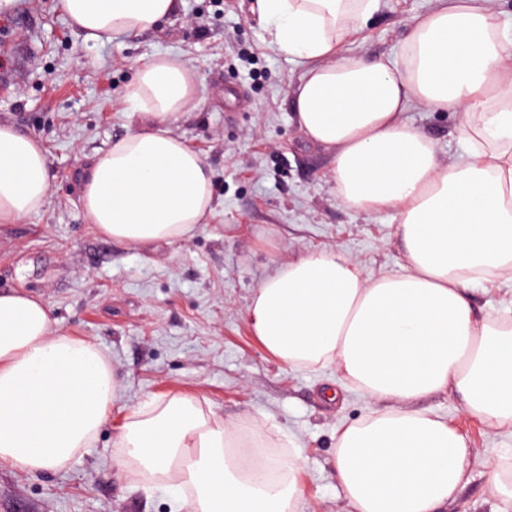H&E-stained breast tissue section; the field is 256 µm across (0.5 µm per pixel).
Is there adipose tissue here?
Listing matches in <instances>:
<instances>
[{
	"label": "adipose tissue",
	"mask_w": 512,
	"mask_h": 512,
	"mask_svg": "<svg viewBox=\"0 0 512 512\" xmlns=\"http://www.w3.org/2000/svg\"><path fill=\"white\" fill-rule=\"evenodd\" d=\"M182 0H59L85 40L158 28ZM381 0H250L264 40L298 61L288 92L301 132L332 149L337 201L394 212L407 269L367 276L353 257L312 251L282 263L247 308L261 346L298 369L335 368L376 404L339 425L333 452L347 512H440L468 475L465 437L412 409L435 393L493 430L512 428V312L477 314L471 288L512 284V30L489 0H438L403 41L401 60L346 56ZM130 131L97 154L81 191L102 235L131 246L177 241L216 212L205 158L171 127L197 110V77L181 55L135 67ZM457 112L464 147L444 163L406 120L411 108ZM43 144L0 125V223L46 206ZM120 384L93 341L56 333L49 304L0 293V464L66 469L91 447ZM181 392L129 409L112 460L182 512H299L301 446L258 451Z\"/></svg>",
	"instance_id": "ef3b65f1"
}]
</instances>
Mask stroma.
<instances>
[{"label": "stroma", "instance_id": "stroma-1", "mask_svg": "<svg viewBox=\"0 0 512 512\" xmlns=\"http://www.w3.org/2000/svg\"><path fill=\"white\" fill-rule=\"evenodd\" d=\"M437 0H382L345 53L399 58L412 19ZM249 0H184L159 29L84 41L58 0H15L0 16V123L40 140L54 187L45 210L0 224V292L48 301L58 333L95 342L120 378V398L96 443L59 472L0 465V512H173L160 488L144 492L112 462V441L129 408L184 392L225 422H245L303 449L301 512H344L332 453L336 426L368 415L372 402L346 389L333 368H292L252 335L247 306L278 265L314 250L345 252L365 273L404 272L392 212L341 206L333 154L309 142L288 106L302 68L268 47ZM177 53L195 71L203 107L174 133L211 168L216 215L180 241L139 247L89 224L81 185L96 154L131 127L125 97L134 66ZM409 122L438 146L461 152L459 116L414 108ZM462 433L469 476L443 512H512L489 488L491 460L512 456V432H494L454 397L414 403Z\"/></svg>", "mask_w": 512, "mask_h": 512}]
</instances>
